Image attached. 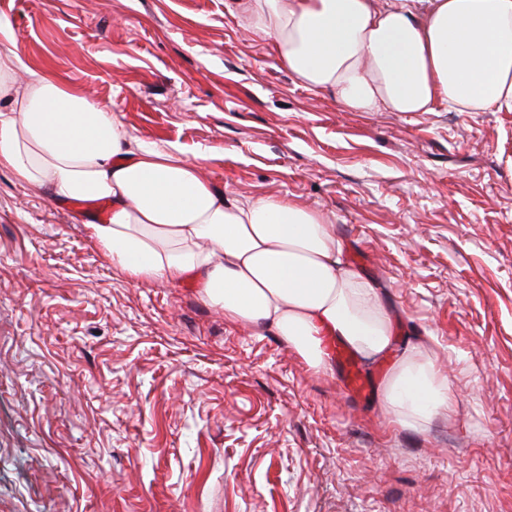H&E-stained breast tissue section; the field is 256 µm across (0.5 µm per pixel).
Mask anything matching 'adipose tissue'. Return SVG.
<instances>
[{
    "label": "adipose tissue",
    "instance_id": "ef3b65f1",
    "mask_svg": "<svg viewBox=\"0 0 512 512\" xmlns=\"http://www.w3.org/2000/svg\"><path fill=\"white\" fill-rule=\"evenodd\" d=\"M307 88L351 112H512V0H225ZM26 80H18L19 72ZM50 200L106 201L90 224L135 282L194 279L236 326L280 336L312 369L324 337L373 362L393 349L377 284L342 259L329 216L272 197L216 190L178 151L134 140L111 107L50 70H28L0 22V169ZM396 425L418 431L454 411L426 340L407 346L380 387Z\"/></svg>",
    "mask_w": 512,
    "mask_h": 512
}]
</instances>
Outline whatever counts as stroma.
<instances>
[{
    "mask_svg": "<svg viewBox=\"0 0 512 512\" xmlns=\"http://www.w3.org/2000/svg\"><path fill=\"white\" fill-rule=\"evenodd\" d=\"M30 68L216 189L331 212L457 407L383 414L394 361L318 373L194 280H130L83 211L0 169V512H512V112H349L224 0H0Z\"/></svg>",
    "mask_w": 512,
    "mask_h": 512,
    "instance_id": "1",
    "label": "stroma"
}]
</instances>
